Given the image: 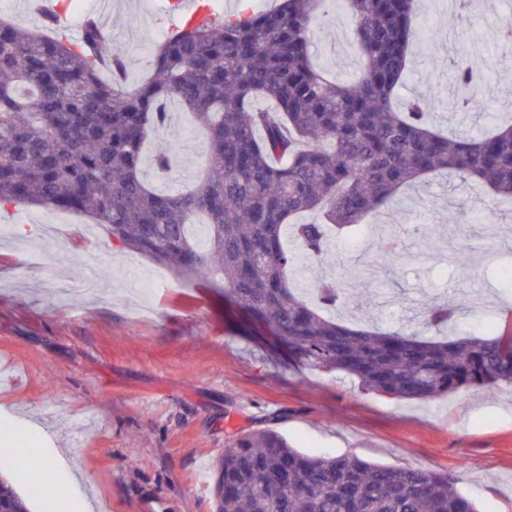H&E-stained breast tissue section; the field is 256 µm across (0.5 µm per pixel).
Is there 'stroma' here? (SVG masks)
<instances>
[{
    "instance_id": "stroma-1",
    "label": "stroma",
    "mask_w": 512,
    "mask_h": 512,
    "mask_svg": "<svg viewBox=\"0 0 512 512\" xmlns=\"http://www.w3.org/2000/svg\"><path fill=\"white\" fill-rule=\"evenodd\" d=\"M506 17V0H474L460 31L446 0H420L401 98L430 94L432 122L446 126L448 57L465 45V62L489 88L469 134L511 120L512 50L491 44L488 28ZM353 27L349 13L332 8L314 24L315 63L345 81L363 69ZM103 30L105 51L133 48L129 80L150 75L166 31L153 0H112ZM151 144L175 163L164 173L144 163L147 184L165 193L196 184L208 144L182 104ZM460 202L469 212L462 227ZM27 213L32 227L8 221L0 233V427L39 424L42 456L68 450L71 470L68 501L31 497V512H81L86 501L93 512H214L211 486L194 482L201 458L219 461L228 438L267 426L308 454L448 474L480 512H512V388L429 403L364 393L349 376L299 367L250 338L243 314L203 282L174 276L146 289L156 264L142 256L124 267L125 250L103 230L84 241L83 214ZM368 222L325 260L299 256L296 287L336 280L356 318L411 330L426 307L462 297L484 301L456 317L471 334L512 311V206L485 185L441 172ZM384 234L393 249L380 245ZM90 276L95 295L76 296Z\"/></svg>"
}]
</instances>
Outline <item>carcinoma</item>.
Wrapping results in <instances>:
<instances>
[{
	"instance_id": "cac0c4a2",
	"label": "carcinoma",
	"mask_w": 512,
	"mask_h": 512,
	"mask_svg": "<svg viewBox=\"0 0 512 512\" xmlns=\"http://www.w3.org/2000/svg\"><path fill=\"white\" fill-rule=\"evenodd\" d=\"M326 3L276 0L188 23L163 39L152 76L135 84L99 79L105 35L89 18L77 40L62 38L55 15L35 29L1 19L0 209L91 217L124 248L222 290L296 363L355 378L365 393L427 401L512 386V314L448 341L325 316L344 305L331 280L315 288L316 306L293 291L285 233L324 260L335 233L428 173L481 179L512 202V124L473 138L431 127L424 96L395 105L416 0H336L354 20L365 62L349 83L312 62L310 22ZM448 83L449 113L481 109L471 67L455 62ZM170 98L193 113L209 145L206 172L186 193H159L141 178L144 143L164 124ZM315 210L322 222L292 221ZM453 315L430 307L426 328ZM213 497L216 512H478L445 474L307 455L269 427L232 437ZM0 512H28L1 474Z\"/></svg>"
}]
</instances>
